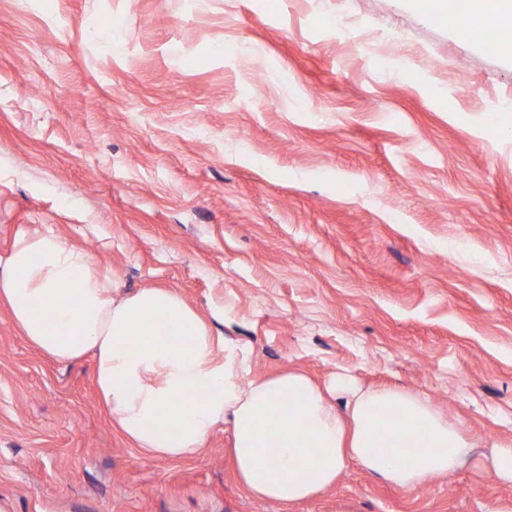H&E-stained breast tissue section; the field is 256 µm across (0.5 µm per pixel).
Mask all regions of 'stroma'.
Returning a JSON list of instances; mask_svg holds the SVG:
<instances>
[{
  "mask_svg": "<svg viewBox=\"0 0 512 512\" xmlns=\"http://www.w3.org/2000/svg\"><path fill=\"white\" fill-rule=\"evenodd\" d=\"M512 54L406 0H0V256L43 224L121 291L171 288L251 376L423 394L479 438L412 492L348 464L289 506L237 485L227 432L142 454L91 358L0 303L7 512H493L512 483ZM491 465L496 475L504 480L512 481V448L510 446L494 445Z\"/></svg>",
  "mask_w": 512,
  "mask_h": 512,
  "instance_id": "stroma-1",
  "label": "stroma"
}]
</instances>
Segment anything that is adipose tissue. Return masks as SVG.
Returning <instances> with one entry per match:
<instances>
[{"label": "adipose tissue", "instance_id": "obj_1", "mask_svg": "<svg viewBox=\"0 0 512 512\" xmlns=\"http://www.w3.org/2000/svg\"><path fill=\"white\" fill-rule=\"evenodd\" d=\"M476 20L512 34V0H468L452 23ZM0 301L56 362L93 357L101 405L142 453L181 459L227 427L235 475L259 499H309L351 462L413 490L453 474L474 448L404 389H365L345 372L326 388L293 369L250 377L249 349L214 333L176 291L121 292L87 251L49 229L20 231L0 256Z\"/></svg>", "mask_w": 512, "mask_h": 512}]
</instances>
